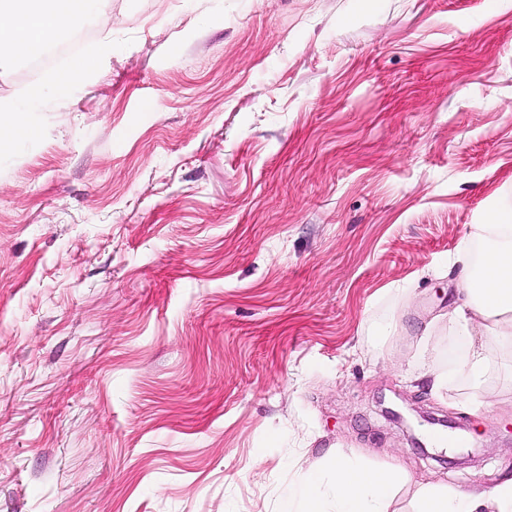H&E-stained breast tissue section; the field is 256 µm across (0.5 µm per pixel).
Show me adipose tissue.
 <instances>
[{
  "mask_svg": "<svg viewBox=\"0 0 512 512\" xmlns=\"http://www.w3.org/2000/svg\"><path fill=\"white\" fill-rule=\"evenodd\" d=\"M89 0H0V69L16 59L43 53L54 37L71 31L85 17ZM485 247L473 255L462 246L459 263L462 305L448 315L449 330L471 335L481 326L488 343L512 350V218L499 214L481 225ZM398 469L373 470L339 455L330 471L307 472L288 493L286 512H388L401 482ZM417 512H512V477L491 490L464 491L424 485L417 492Z\"/></svg>",
  "mask_w": 512,
  "mask_h": 512,
  "instance_id": "obj_1",
  "label": "adipose tissue"
}]
</instances>
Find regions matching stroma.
<instances>
[{
    "instance_id": "stroma-1",
    "label": "stroma",
    "mask_w": 512,
    "mask_h": 512,
    "mask_svg": "<svg viewBox=\"0 0 512 512\" xmlns=\"http://www.w3.org/2000/svg\"><path fill=\"white\" fill-rule=\"evenodd\" d=\"M0 70V512H281L336 454L512 476V352L441 394L453 260L512 209V0H100ZM453 423L413 447L385 407ZM0 114V145L8 143L13 135L19 131H30L25 113L22 111H8Z\"/></svg>"
}]
</instances>
